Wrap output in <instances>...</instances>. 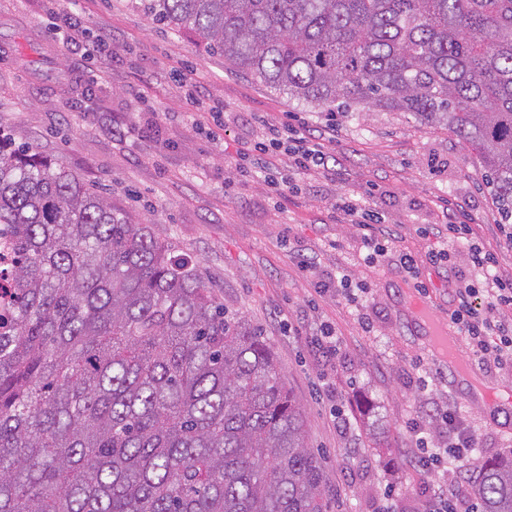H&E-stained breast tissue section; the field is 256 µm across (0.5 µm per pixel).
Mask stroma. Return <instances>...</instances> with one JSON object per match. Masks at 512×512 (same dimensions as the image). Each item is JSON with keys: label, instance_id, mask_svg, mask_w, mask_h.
I'll use <instances>...</instances> for the list:
<instances>
[{"label": "stroma", "instance_id": "stroma-1", "mask_svg": "<svg viewBox=\"0 0 512 512\" xmlns=\"http://www.w3.org/2000/svg\"><path fill=\"white\" fill-rule=\"evenodd\" d=\"M70 15L80 30L64 46L54 27ZM102 39L111 54L98 52ZM260 116L310 130L329 170L293 175L280 159L291 188L272 193L237 158L260 139ZM0 129L152 225L198 262L226 309L262 330L304 414L331 512H417L423 477L406 459L407 422L422 417L440 440L435 408L449 400L480 438L475 457L512 455V371L482 369L460 335L481 385L450 381L425 335L427 321L448 323L452 285L427 253L449 221L471 224L499 277L512 280L482 164L447 129L403 112L330 114L288 99L231 71L194 32L153 21L141 0H0ZM345 198L382 215L377 235L415 257L417 279L363 260L356 227L337 209ZM306 259L315 274L302 270ZM340 267L371 287L361 315L314 288ZM324 326L336 337L329 355L315 335Z\"/></svg>", "mask_w": 512, "mask_h": 512}]
</instances>
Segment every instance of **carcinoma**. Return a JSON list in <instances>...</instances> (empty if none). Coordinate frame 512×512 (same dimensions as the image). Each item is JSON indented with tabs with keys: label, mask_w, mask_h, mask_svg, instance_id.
<instances>
[{
	"label": "carcinoma",
	"mask_w": 512,
	"mask_h": 512,
	"mask_svg": "<svg viewBox=\"0 0 512 512\" xmlns=\"http://www.w3.org/2000/svg\"><path fill=\"white\" fill-rule=\"evenodd\" d=\"M229 68L329 113L407 112L512 219V0H148ZM0 512H329L261 332L198 265L0 135ZM512 512V457L478 462Z\"/></svg>",
	"instance_id": "carcinoma-1"
}]
</instances>
